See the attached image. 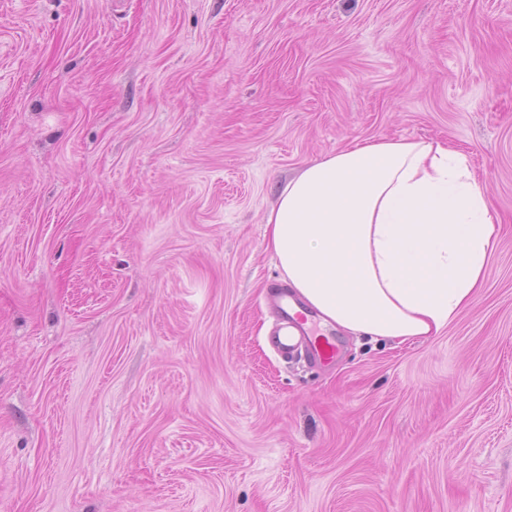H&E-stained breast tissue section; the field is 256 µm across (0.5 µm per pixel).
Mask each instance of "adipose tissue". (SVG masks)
Returning <instances> with one entry per match:
<instances>
[{"instance_id":"adipose-tissue-1","label":"adipose tissue","mask_w":512,"mask_h":512,"mask_svg":"<svg viewBox=\"0 0 512 512\" xmlns=\"http://www.w3.org/2000/svg\"><path fill=\"white\" fill-rule=\"evenodd\" d=\"M264 223L284 282L371 343L438 335L482 288L495 233L466 156L435 141L353 142L305 165Z\"/></svg>"}]
</instances>
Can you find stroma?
<instances>
[{
  "label": "stroma",
  "mask_w": 512,
  "mask_h": 512,
  "mask_svg": "<svg viewBox=\"0 0 512 512\" xmlns=\"http://www.w3.org/2000/svg\"><path fill=\"white\" fill-rule=\"evenodd\" d=\"M365 138L467 155L486 285L283 361L263 217ZM0 512H512V0H0Z\"/></svg>",
  "instance_id": "1"
}]
</instances>
